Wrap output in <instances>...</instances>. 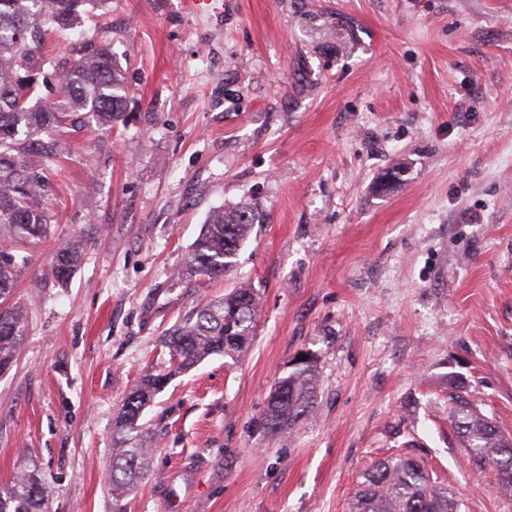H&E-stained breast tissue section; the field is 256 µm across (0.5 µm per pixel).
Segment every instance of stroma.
<instances>
[{"instance_id": "1", "label": "stroma", "mask_w": 512, "mask_h": 512, "mask_svg": "<svg viewBox=\"0 0 512 512\" xmlns=\"http://www.w3.org/2000/svg\"><path fill=\"white\" fill-rule=\"evenodd\" d=\"M124 76L125 123L70 114L51 238L10 296L27 331L0 374V484L46 512H115L112 426L163 334L238 282L248 349L176 374L126 512H350L392 455L461 512H512L469 461L455 397L512 437V0H84ZM257 203L224 279L178 277L216 207ZM87 247L67 285L57 248ZM314 358L311 415L267 401ZM0 512H44V494L33 474L21 473L0 486Z\"/></svg>"}]
</instances>
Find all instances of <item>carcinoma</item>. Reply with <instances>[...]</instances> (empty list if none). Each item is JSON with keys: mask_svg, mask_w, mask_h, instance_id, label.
Instances as JSON below:
<instances>
[{"mask_svg": "<svg viewBox=\"0 0 512 512\" xmlns=\"http://www.w3.org/2000/svg\"><path fill=\"white\" fill-rule=\"evenodd\" d=\"M83 0H0V227L16 243L37 245L50 235V217L39 206L48 188L46 173L63 155L59 126L69 111H86L107 126L122 120L124 84L108 47L73 37ZM65 38L76 59L55 60L48 43ZM50 66L60 99L31 104L44 67ZM259 218L247 203L214 210L189 253L182 274L220 280L230 271L239 247ZM82 255L78 243L60 247L50 269L66 284ZM19 263L0 250V300L10 296ZM258 300L240 283L169 330L163 343L169 369L139 378L125 397L112 428L109 478L115 507L149 473L153 435L142 422L147 406L163 391L175 371H187L209 356L229 355L247 344L258 323ZM25 335L22 309L0 306V372L10 366ZM318 384L315 362L301 361L278 383L266 425L278 432L314 410ZM454 421L475 465L496 469L498 493L512 497V439L480 416L465 399L456 400ZM0 512H44L40 482L21 473L0 486ZM351 512H460L456 494L431 481L412 457L380 461L358 491Z\"/></svg>", "mask_w": 512, "mask_h": 512, "instance_id": "1", "label": "carcinoma"}]
</instances>
